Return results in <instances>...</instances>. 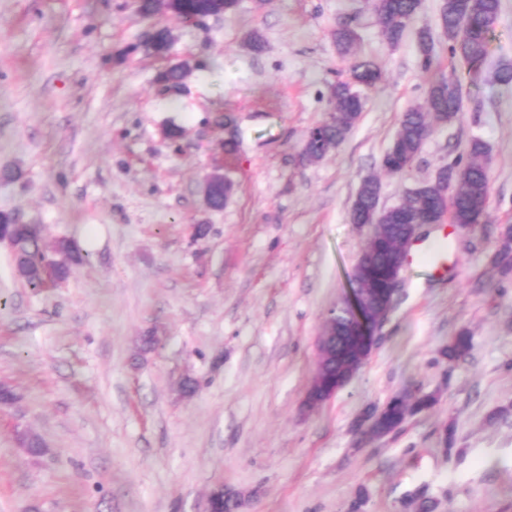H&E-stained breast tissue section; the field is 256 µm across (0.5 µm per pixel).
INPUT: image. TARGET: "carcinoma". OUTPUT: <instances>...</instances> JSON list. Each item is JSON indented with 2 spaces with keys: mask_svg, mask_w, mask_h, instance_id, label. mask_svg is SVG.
I'll return each instance as SVG.
<instances>
[{
  "mask_svg": "<svg viewBox=\"0 0 512 512\" xmlns=\"http://www.w3.org/2000/svg\"><path fill=\"white\" fill-rule=\"evenodd\" d=\"M207 0H180L178 15L185 22L194 21L200 5ZM372 10L383 37L397 43L409 24L418 16L421 0H372ZM500 0H442L440 25L448 38L451 57L462 61L471 73L477 72L487 58L489 34L499 15ZM336 46L341 54L355 51L357 33L346 27L336 29ZM419 53L422 69L435 68V56L427 29L419 32ZM382 78L381 71L368 60H357L351 66V80L338 81L330 87L336 118L319 124V134L306 139L302 153L308 160H321L337 149L358 120L363 101L356 86L371 87ZM462 90L456 74H440L430 82L422 102L402 113L394 140L381 160V168L389 175L402 176L419 157L427 132L436 122L448 123L462 112ZM487 148L483 141L473 139L466 153L442 169L453 174L452 185L442 193L425 183L409 191L406 200L385 211L381 218L382 231L374 236L373 259L377 266L389 262L395 243L404 236L405 225L427 224L450 214L452 223L474 227L488 214L490 179L487 168ZM380 195V183L374 176L363 178L351 206L349 218L353 224H365L368 213L375 210ZM88 255L79 244L60 239L48 247L40 230L26 229L14 238V267L18 277L30 288H44L65 280L71 267L83 263ZM493 262L502 273L512 272V233L495 253ZM436 399L421 395L412 403L388 401L378 423L377 435L396 431L408 415L432 407Z\"/></svg>",
  "mask_w": 512,
  "mask_h": 512,
  "instance_id": "carcinoma-1",
  "label": "carcinoma"
}]
</instances>
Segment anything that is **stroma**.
I'll return each instance as SVG.
<instances>
[{
	"label": "stroma",
	"mask_w": 512,
	"mask_h": 512,
	"mask_svg": "<svg viewBox=\"0 0 512 512\" xmlns=\"http://www.w3.org/2000/svg\"><path fill=\"white\" fill-rule=\"evenodd\" d=\"M500 2L473 85L448 60L442 0H422L394 45L371 0H240L200 24L163 18L167 60L128 53L149 27L132 0H0V212L90 256L35 291L0 245V382L17 396L0 408V512H205L219 487L236 512H512V274L492 262L512 225V87L494 83L512 64V0ZM341 25L384 77L340 147L309 163L303 143L349 76ZM424 26L438 72L463 80V115L387 176L399 118L428 86ZM171 60L191 68L182 87L157 81ZM474 138L488 149L487 222L429 226L448 238L447 275L407 263L369 360L306 410L322 321L369 234L349 221L362 178L379 176L393 206ZM213 170L233 184L220 210L203 193ZM463 330L470 351L446 357ZM415 389L437 404L396 433L363 432L364 413ZM21 430L45 452L19 448Z\"/></svg>",
	"instance_id": "obj_1"
}]
</instances>
